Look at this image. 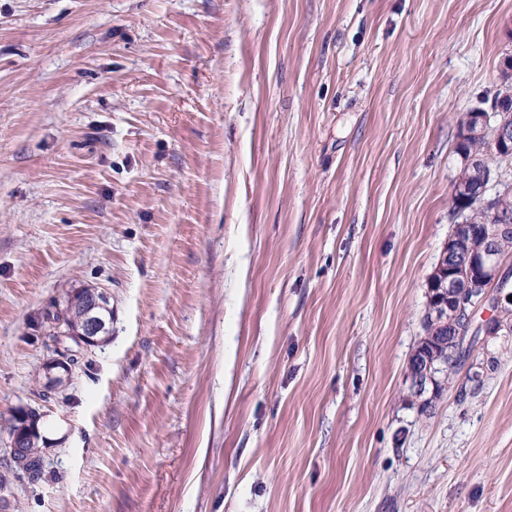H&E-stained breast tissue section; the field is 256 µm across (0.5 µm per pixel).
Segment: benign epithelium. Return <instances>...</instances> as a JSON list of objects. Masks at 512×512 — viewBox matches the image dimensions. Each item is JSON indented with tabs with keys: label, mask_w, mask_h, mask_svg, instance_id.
Masks as SVG:
<instances>
[{
	"label": "benign epithelium",
	"mask_w": 512,
	"mask_h": 512,
	"mask_svg": "<svg viewBox=\"0 0 512 512\" xmlns=\"http://www.w3.org/2000/svg\"><path fill=\"white\" fill-rule=\"evenodd\" d=\"M498 91L500 95L492 104V112L476 110L475 125L466 126L462 137H478L487 127L490 116L498 117L493 128L494 159L478 164L469 159L473 173L456 184L453 193L468 203L488 200V190L497 184L494 177L500 174L499 164L512 162V120L503 113L512 112V54L507 53L499 66ZM512 228V216L497 210L491 211V223L483 225L481 241L473 245L472 228L461 224L454 235L448 238L440 259L426 283V316L434 327V335L423 339L424 348L415 357L407 370L410 396L418 401V411L426 413L431 408L435 396L448 388V379L459 365L460 347L465 337L460 329V317L470 310L466 318L468 329L480 328L485 336H495L503 327L501 318L489 317L482 323L474 324L475 314L486 308L506 311L512 303L507 288V278L502 271L497 252V237ZM499 285L498 290L481 291L477 283ZM70 298L82 302L90 308L104 307L109 302L106 290L101 289L93 298H86L76 290ZM104 327V319L90 315L77 330L62 332L55 347L64 349L68 344L83 351L98 342V334ZM41 414L33 408L20 407L12 412L10 431V454L17 457L26 448L41 438L38 424Z\"/></svg>",
	"instance_id": "benign-epithelium-1"
}]
</instances>
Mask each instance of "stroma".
I'll list each match as a JSON object with an SVG mask.
<instances>
[{
  "label": "stroma",
  "instance_id": "35a3bbf8",
  "mask_svg": "<svg viewBox=\"0 0 512 512\" xmlns=\"http://www.w3.org/2000/svg\"><path fill=\"white\" fill-rule=\"evenodd\" d=\"M512 0H0V512H512V335L408 391ZM104 288L44 388L42 312ZM44 411L45 475L5 450ZM41 414L33 408L20 407L12 412V430L10 431V454L19 457L26 448L41 438L38 424Z\"/></svg>",
  "mask_w": 512,
  "mask_h": 512
}]
</instances>
